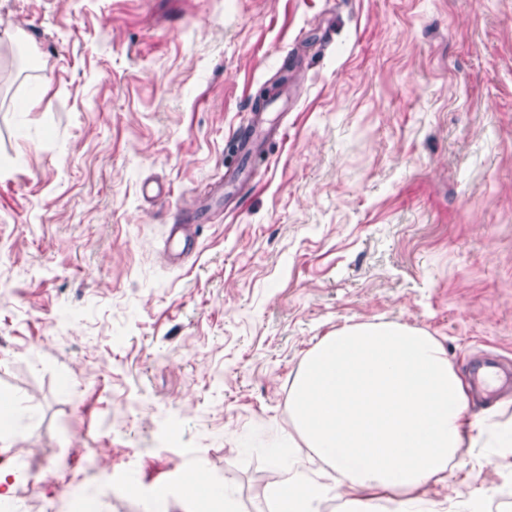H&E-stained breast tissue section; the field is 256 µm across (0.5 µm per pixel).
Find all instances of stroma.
<instances>
[{
	"label": "stroma",
	"mask_w": 512,
	"mask_h": 512,
	"mask_svg": "<svg viewBox=\"0 0 512 512\" xmlns=\"http://www.w3.org/2000/svg\"><path fill=\"white\" fill-rule=\"evenodd\" d=\"M249 112L275 133L244 159ZM180 207L202 226L173 266ZM352 323L421 330L468 378L512 361V0H0V392L40 410L0 462L42 461L0 493L165 489L190 449L268 512L279 475L326 471L289 392ZM263 426L285 473L239 451ZM483 454L430 498L512 512Z\"/></svg>",
	"instance_id": "1"
}]
</instances>
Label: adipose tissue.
Listing matches in <instances>:
<instances>
[{
    "label": "adipose tissue",
    "mask_w": 512,
    "mask_h": 512,
    "mask_svg": "<svg viewBox=\"0 0 512 512\" xmlns=\"http://www.w3.org/2000/svg\"><path fill=\"white\" fill-rule=\"evenodd\" d=\"M471 385L427 334L397 324L355 323L324 337L306 359L290 393L291 416L336 480L276 482L269 512H321L328 498L395 512H432L429 484L448 487L458 475L457 449L512 447V425L498 408L470 411ZM185 481L170 489L187 506L223 508L230 484L201 480L194 452Z\"/></svg>",
    "instance_id": "adipose-tissue-1"
}]
</instances>
